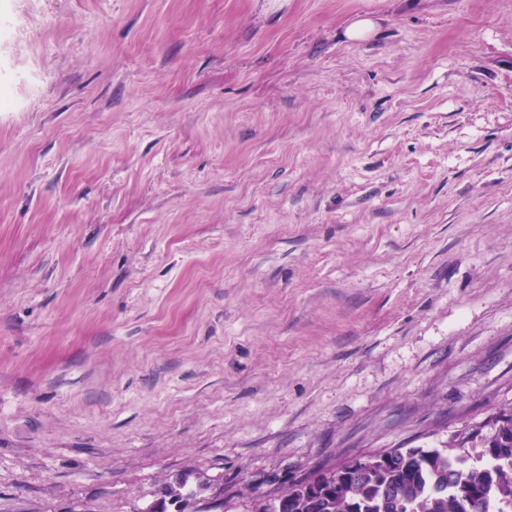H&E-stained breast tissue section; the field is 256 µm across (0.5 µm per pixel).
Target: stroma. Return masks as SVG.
I'll return each instance as SVG.
<instances>
[{"mask_svg": "<svg viewBox=\"0 0 512 512\" xmlns=\"http://www.w3.org/2000/svg\"><path fill=\"white\" fill-rule=\"evenodd\" d=\"M0 19V512H251L512 410V0ZM159 498L146 512H166L169 502H181L186 509L187 502L196 495V491L187 488L185 480L166 483L159 491Z\"/></svg>", "mask_w": 512, "mask_h": 512, "instance_id": "1", "label": "stroma"}]
</instances>
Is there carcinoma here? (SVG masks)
<instances>
[{"mask_svg": "<svg viewBox=\"0 0 512 512\" xmlns=\"http://www.w3.org/2000/svg\"><path fill=\"white\" fill-rule=\"evenodd\" d=\"M488 426L464 451L453 439L442 448H398L390 464L340 476L336 486L300 477L262 512H512V415L498 414ZM195 495L186 481L169 482L147 512Z\"/></svg>", "mask_w": 512, "mask_h": 512, "instance_id": "1", "label": "carcinoma"}]
</instances>
